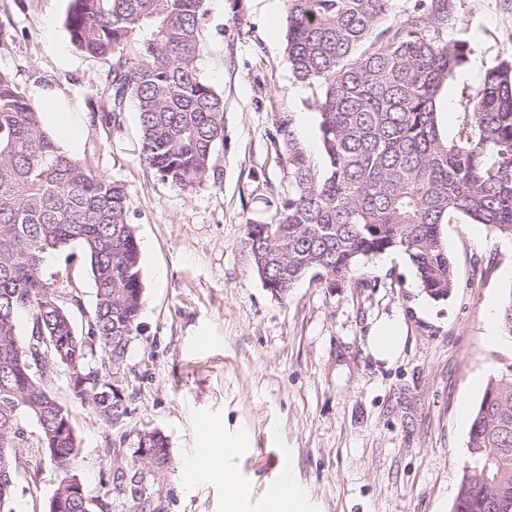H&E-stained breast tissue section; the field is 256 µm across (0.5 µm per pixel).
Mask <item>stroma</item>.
Wrapping results in <instances>:
<instances>
[{"instance_id": "35a3bbf8", "label": "stroma", "mask_w": 512, "mask_h": 512, "mask_svg": "<svg viewBox=\"0 0 512 512\" xmlns=\"http://www.w3.org/2000/svg\"><path fill=\"white\" fill-rule=\"evenodd\" d=\"M68 7L0 0V71L26 97L50 87L68 102L83 128L80 156L125 186L140 244L145 305L123 429L71 402L65 371L51 375L82 440L77 471L87 491L104 498L105 512H126L105 448L120 440L129 457L145 429L167 437L172 458L155 512H276L266 487L283 471L307 489L310 512H452L473 414L490 379L512 365V338L485 339L489 307H502L512 289V240L461 215L443 225L457 286L441 301L421 291L399 251L336 287L306 278L289 297L273 296L244 239L246 224L271 220L292 182L278 145L282 120L315 169L324 166L315 91L288 64L286 0H206L198 67L224 99V144L216 178L190 190L140 164L134 106L119 125L93 121L110 63L76 49ZM453 8L444 36L466 42L468 59L444 84L448 140L485 69L512 56V0H453ZM392 318L405 340L388 363L367 340ZM224 439L240 451L223 471L188 478L189 461ZM228 478L244 491L233 506ZM57 484L41 449H29L18 461L15 512H46Z\"/></svg>"}]
</instances>
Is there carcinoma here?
<instances>
[{"instance_id":"obj_1","label":"carcinoma","mask_w":512,"mask_h":512,"mask_svg":"<svg viewBox=\"0 0 512 512\" xmlns=\"http://www.w3.org/2000/svg\"><path fill=\"white\" fill-rule=\"evenodd\" d=\"M205 0H70L72 43L112 60L99 119L118 124L126 102L140 124L139 161L162 181L191 188L215 174L224 143V100L199 72ZM392 0H287V53L295 80L318 90L325 168L314 169L281 123L291 189L271 222L246 225L245 245L272 295L286 298L305 277L330 285L362 262L400 251L432 300L456 288L441 227L454 214L512 238V61L486 69L452 141L441 135L436 101L467 60V45L441 32L452 0H418L388 20ZM120 184L85 158L61 150L40 112L0 71V456L55 448L49 458L68 490L81 440L69 408L50 389L45 369L64 368L72 401L103 425L130 415V394L111 396L112 376L126 372L144 305L141 254L127 221ZM79 248L80 254L73 252ZM80 257L95 285V305L77 327L79 295L62 299L44 272L52 254ZM28 315L26 329L18 314ZM67 341L64 353L53 346ZM31 419L36 432L20 427ZM152 448L116 466L113 490L129 512H153L157 475L170 448L156 430L136 434ZM466 467L453 512H491L512 499V365L491 380L469 430ZM84 493L67 512H97Z\"/></svg>"}]
</instances>
